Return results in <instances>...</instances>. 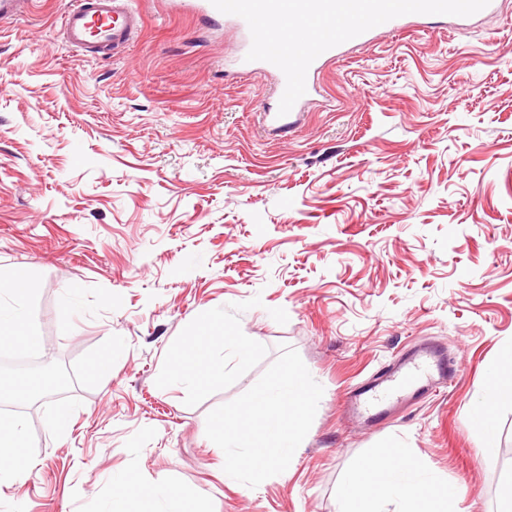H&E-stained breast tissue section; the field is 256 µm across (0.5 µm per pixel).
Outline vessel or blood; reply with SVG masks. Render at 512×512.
<instances>
[{"label": "vessel or blood", "mask_w": 512, "mask_h": 512, "mask_svg": "<svg viewBox=\"0 0 512 512\" xmlns=\"http://www.w3.org/2000/svg\"><path fill=\"white\" fill-rule=\"evenodd\" d=\"M194 7L209 14L213 20L228 19L239 37L242 56L237 63L241 69L260 76L273 71L272 63L245 60L244 54L251 46V35L244 19L236 15L222 16L211 0H196ZM140 20L141 15L134 8L133 0H71L62 15L61 30L72 46L80 48L93 44L105 49L127 42L138 31ZM340 53V47L335 46L312 62L306 75V93L294 104V111H301L308 99L319 95L318 73ZM456 372V367L436 347L414 342L379 375L375 385L351 391L348 400L356 415L369 416L374 411L389 409L400 400L413 398L419 392H436L447 387Z\"/></svg>", "instance_id": "b4317fda"}]
</instances>
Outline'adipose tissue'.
Masks as SVG:
<instances>
[{"instance_id": "ef3b65f1", "label": "adipose tissue", "mask_w": 512, "mask_h": 512, "mask_svg": "<svg viewBox=\"0 0 512 512\" xmlns=\"http://www.w3.org/2000/svg\"><path fill=\"white\" fill-rule=\"evenodd\" d=\"M261 399L269 410L274 432L270 439L257 441L243 422L223 431L226 472H237L246 463L261 471L267 464H284L291 460L301 443L298 419L311 410L317 397L313 385L298 378L266 389ZM285 402L293 408V416L284 418L279 415L278 409ZM404 468V463L390 462L380 456L364 461L350 476L339 496L336 512H387L385 505L391 500L403 504V512H415V505L431 503L432 492L392 483L393 474Z\"/></svg>"}]
</instances>
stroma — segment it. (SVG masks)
Segmentation results:
<instances>
[{"label":"stroma","mask_w":512,"mask_h":512,"mask_svg":"<svg viewBox=\"0 0 512 512\" xmlns=\"http://www.w3.org/2000/svg\"><path fill=\"white\" fill-rule=\"evenodd\" d=\"M70 0H35L0 31V269L41 274L39 363L127 347L61 438L25 407L36 458L0 512H130L174 485L200 512H335L373 453L436 475L442 512H501L512 403V0L434 33L379 32L325 66L292 125L263 119L273 75L241 72L227 23L135 0L139 37L82 56ZM203 353L187 345L202 316ZM445 344L454 383L377 421L346 412L411 342ZM214 373L173 384L200 362ZM309 379L319 401L290 463L224 473L221 430L258 391ZM496 461L486 464V451Z\"/></svg>","instance_id":"obj_1"}]
</instances>
